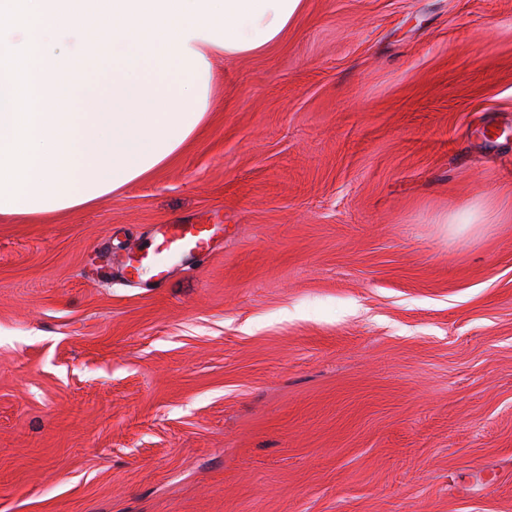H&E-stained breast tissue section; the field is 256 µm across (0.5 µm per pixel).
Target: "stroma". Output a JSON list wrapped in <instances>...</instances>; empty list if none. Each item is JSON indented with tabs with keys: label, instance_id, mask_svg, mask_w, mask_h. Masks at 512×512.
I'll return each mask as SVG.
<instances>
[{
	"label": "stroma",
	"instance_id": "35a3bbf8",
	"mask_svg": "<svg viewBox=\"0 0 512 512\" xmlns=\"http://www.w3.org/2000/svg\"><path fill=\"white\" fill-rule=\"evenodd\" d=\"M208 124L0 220V512H512V0H307ZM162 224L206 260L126 269ZM220 224H162L155 232L154 249L143 251L140 245L130 248L127 266L137 271L145 264H153L158 269V276H164L166 267L158 264L156 256L165 254L174 259L187 253L204 254L210 250L211 243L220 231Z\"/></svg>",
	"mask_w": 512,
	"mask_h": 512
}]
</instances>
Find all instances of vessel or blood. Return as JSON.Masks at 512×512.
<instances>
[{
	"instance_id": "1",
	"label": "vessel or blood",
	"mask_w": 512,
	"mask_h": 512,
	"mask_svg": "<svg viewBox=\"0 0 512 512\" xmlns=\"http://www.w3.org/2000/svg\"><path fill=\"white\" fill-rule=\"evenodd\" d=\"M219 230L216 224L161 225L155 233L156 245L153 251L142 250L138 245L131 247L127 265L135 270L155 263L160 254L173 259L187 253H207Z\"/></svg>"
}]
</instances>
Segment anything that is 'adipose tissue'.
Instances as JSON below:
<instances>
[{
  "label": "adipose tissue",
  "instance_id": "adipose-tissue-1",
  "mask_svg": "<svg viewBox=\"0 0 512 512\" xmlns=\"http://www.w3.org/2000/svg\"><path fill=\"white\" fill-rule=\"evenodd\" d=\"M306 0H0V216L74 211L205 125L212 53L278 43Z\"/></svg>",
  "mask_w": 512,
  "mask_h": 512
}]
</instances>
